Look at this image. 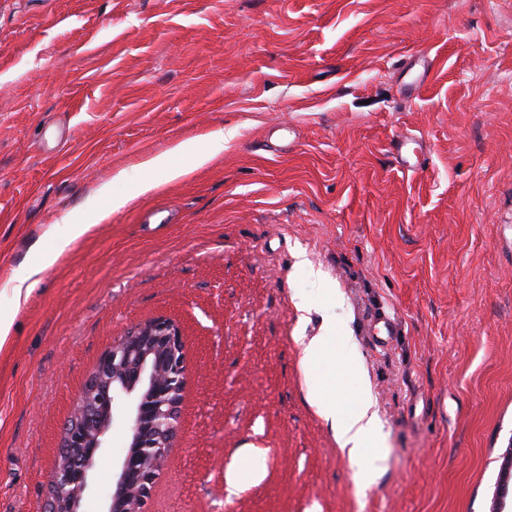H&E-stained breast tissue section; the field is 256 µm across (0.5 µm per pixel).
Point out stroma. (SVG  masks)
Listing matches in <instances>:
<instances>
[{"instance_id": "obj_1", "label": "stroma", "mask_w": 512, "mask_h": 512, "mask_svg": "<svg viewBox=\"0 0 512 512\" xmlns=\"http://www.w3.org/2000/svg\"><path fill=\"white\" fill-rule=\"evenodd\" d=\"M420 53L435 77L408 98ZM222 132L154 191L119 177ZM104 184L126 206L14 306ZM0 316V512H44L101 354L160 316L186 376L148 512H512V0H0ZM328 323L304 374L296 339ZM352 358L383 434L366 485L307 401L343 396ZM127 412L84 512L112 494ZM225 141L224 133L213 135L203 142L185 141L176 145L172 151L152 156L141 165V168L144 170H163L169 180L178 179L222 155ZM173 154L187 156L190 159V165L187 167L174 166L171 162ZM394 148L397 158L400 159L402 163H408V166L413 169L421 168L425 160L422 138L413 135H400L395 141ZM408 153L416 158L413 164L408 160ZM68 230L63 236L52 254L45 257L40 265H36L27 269L21 276L17 277L11 288L15 306L19 307L22 300H26L29 296L33 285L36 283L35 278L49 265H51L58 255H61L69 245L83 236L90 230L93 224H86L82 220H71L68 222Z\"/></svg>"}]
</instances>
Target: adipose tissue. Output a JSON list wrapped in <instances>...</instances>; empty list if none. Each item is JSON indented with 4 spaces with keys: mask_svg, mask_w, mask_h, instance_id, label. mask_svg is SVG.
Masks as SVG:
<instances>
[{
    "mask_svg": "<svg viewBox=\"0 0 512 512\" xmlns=\"http://www.w3.org/2000/svg\"><path fill=\"white\" fill-rule=\"evenodd\" d=\"M224 135L218 134L205 141H185L175 146L173 152L160 153L152 156L143 164L147 170L166 172L169 179H178L188 175L190 170L205 166L224 152ZM187 156L189 167H178L172 164V154ZM90 229L89 224L80 220L70 221L68 230L56 247L55 254L47 255L43 265L52 264L56 253L64 252L69 245L83 236ZM43 265L27 269L17 277L11 288L14 302L26 299L41 273ZM309 403L317 414L329 424L341 450L346 454L352 465H362L367 448L372 447L379 432V419L374 403L369 395H361L355 403H348L322 393L310 396Z\"/></svg>",
    "mask_w": 512,
    "mask_h": 512,
    "instance_id": "1",
    "label": "adipose tissue"
}]
</instances>
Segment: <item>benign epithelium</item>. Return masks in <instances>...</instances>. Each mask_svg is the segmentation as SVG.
<instances>
[{
  "label": "benign epithelium",
  "instance_id": "obj_1",
  "mask_svg": "<svg viewBox=\"0 0 512 512\" xmlns=\"http://www.w3.org/2000/svg\"><path fill=\"white\" fill-rule=\"evenodd\" d=\"M185 345L180 327L158 317L140 325L130 336L114 342L101 355L86 381L98 408L90 410L80 395L62 435L60 456L44 512H80L90 489L91 473L105 445L114 404L130 401L131 444L115 473L110 500L102 512H129L128 495L141 486L138 512H147L154 475L145 470L149 449L164 454L171 447L180 417L185 384ZM81 448L80 454L72 449ZM77 485L73 497L62 495Z\"/></svg>",
  "mask_w": 512,
  "mask_h": 512
}]
</instances>
